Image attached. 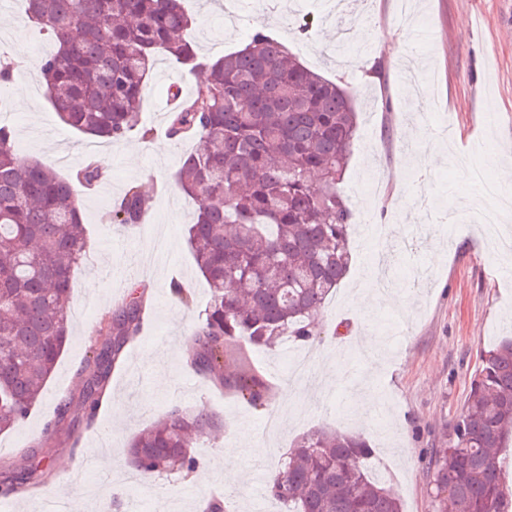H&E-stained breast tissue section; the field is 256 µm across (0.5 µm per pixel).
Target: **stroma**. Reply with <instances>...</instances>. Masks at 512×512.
Listing matches in <instances>:
<instances>
[{
  "label": "stroma",
  "mask_w": 512,
  "mask_h": 512,
  "mask_svg": "<svg viewBox=\"0 0 512 512\" xmlns=\"http://www.w3.org/2000/svg\"><path fill=\"white\" fill-rule=\"evenodd\" d=\"M418 18L403 27V0H344L328 11L322 0H276L275 10L314 19L307 35L273 23L272 32L300 61L325 78L357 88L358 130L341 189L353 210L351 263L320 316L319 339L307 344L316 380L290 382L284 348L259 349L266 370L285 404L255 409L234 400L186 366L182 348L191 338L210 292L187 244L186 226L196 208L175 183L180 161L191 146L166 134L170 87L190 92L194 81L168 60L157 59L146 80L141 120L150 138L131 134L99 143L60 122L35 68L31 45L49 36L27 18L23 0H0V51L13 56L22 80L6 86L0 120L15 140L26 141L25 156L39 158L61 176H70L89 158L106 157L109 180L81 201L91 242L73 273L71 336L46 383L41 401L16 429L0 434V456L18 459L20 449L42 450L52 460L77 463L88 448L100 447L94 465L105 470L138 432L173 404L201 405L224 418L220 437L199 441L198 468L189 474L142 479L137 490L116 483H79L57 473L48 486L0 499V512H158L178 503L179 512H199L216 493L227 512H284L265 494H254L252 473H276L289 448L308 433L327 430L366 439L370 475L393 486L403 512H432L433 449L444 447L480 365V355L512 337V255L485 237L463 200L478 197L480 186L464 179L455 157L472 154L488 165L510 204L503 221L512 228V0H414ZM243 0L239 28L228 29L214 0H185L196 19L199 54L219 58L241 49L257 14ZM29 105L20 109L18 93ZM437 144L441 161L425 168V142ZM67 162H57L58 154ZM132 186L149 197L142 224H113L111 202ZM386 225L392 240L389 274L401 282L385 301L355 308L353 291L373 278L369 230ZM414 242L404 250L402 241ZM152 282V308L144 335L131 344L127 363L112 376L108 398L95 426H86L80 406L68 425L51 434L59 398L77 391L87 352L101 342L97 321L136 282ZM188 289V302L173 298L172 282ZM368 337L376 358L363 357L359 337ZM277 415V434L264 424ZM267 445L263 457L250 453L254 440ZM241 471L233 487L224 484V463Z\"/></svg>",
  "instance_id": "stroma-1"
}]
</instances>
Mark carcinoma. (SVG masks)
I'll return each instance as SVG.
<instances>
[{"label":"carcinoma","mask_w":512,"mask_h":512,"mask_svg":"<svg viewBox=\"0 0 512 512\" xmlns=\"http://www.w3.org/2000/svg\"><path fill=\"white\" fill-rule=\"evenodd\" d=\"M29 18L53 37L38 61L60 121L102 141L137 129L145 80L163 56L195 80L170 96L168 135L199 141L175 175L198 200L187 239L210 302L186 346V361L224 392L255 408L273 387L251 349L291 339L306 343L350 263L353 213L343 182L357 130L351 91L288 52L258 23L243 48L216 60L196 52L195 19L183 0H27ZM104 172L90 161L75 178L19 155L0 124V432L25 421L62 354L74 269L89 249L80 200ZM147 200L130 187L109 212L114 224L141 223ZM150 297L132 293L112 310L106 343L84 359L78 396L57 401L49 433L73 401L94 423L112 371L148 323ZM224 421L204 406L170 407L126 450L142 477L191 472L198 441ZM512 437V338L481 354V366L454 425L434 451V512H512L498 451ZM370 444L316 431L301 437L266 484L288 512H401L369 478ZM50 458L12 472L0 464V499L38 488ZM451 498L444 497L445 490Z\"/></svg>","instance_id":"carcinoma-1"}]
</instances>
